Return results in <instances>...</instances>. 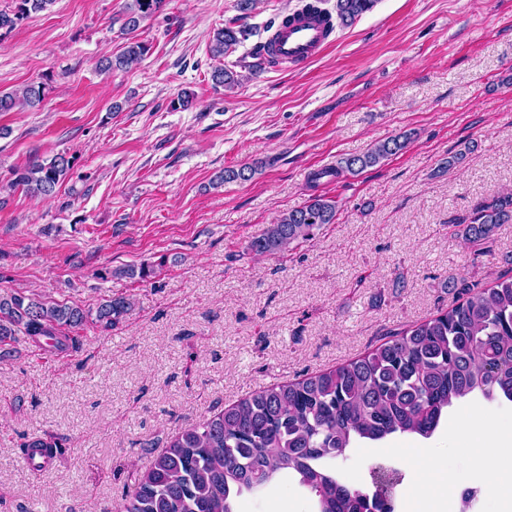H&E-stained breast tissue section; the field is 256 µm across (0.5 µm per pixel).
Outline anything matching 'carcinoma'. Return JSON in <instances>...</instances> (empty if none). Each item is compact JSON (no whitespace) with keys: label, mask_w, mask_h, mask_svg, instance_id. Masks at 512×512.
I'll list each match as a JSON object with an SVG mask.
<instances>
[{"label":"carcinoma","mask_w":512,"mask_h":512,"mask_svg":"<svg viewBox=\"0 0 512 512\" xmlns=\"http://www.w3.org/2000/svg\"><path fill=\"white\" fill-rule=\"evenodd\" d=\"M13 13L0 12V28H12L33 13L47 10L54 0H15ZM166 0H131L122 20L129 33L141 21L162 11ZM308 0L303 9L336 18L348 27L373 10L378 0ZM257 0H237L239 17L214 32L210 52L224 57L252 35L246 19ZM151 49L131 41L117 55L99 61V69H127ZM265 43L252 48L248 68L260 74L273 61L263 57ZM214 84L227 90L239 83L233 66L215 69ZM42 87L21 92L0 91V112L34 106ZM408 135L391 137L362 155L342 158L332 168L312 173L317 182L347 173L356 176L402 151ZM72 161L60 154L35 160L14 170V183L27 191L52 196L64 182ZM253 165L226 169L220 181L251 179ZM336 201L314 196L283 214L266 231L252 238L247 250L255 257L285 252L313 239L327 224L336 223ZM457 232L467 244L480 245L499 224L512 223V194H497L478 204ZM113 274L155 277L148 265L127 266ZM466 298L430 319L392 336L367 354L307 378L273 384L251 393L224 411L202 419L168 442L149 469L139 474L134 494L121 512H236L239 498L270 487L282 473L295 476L315 498L316 512H394L393 490L401 484L396 469L373 473L372 490L350 487L329 466L360 440L380 441L395 433L431 437L445 411L455 402L476 395L493 402H512V278L492 286L464 287ZM130 298L118 295L96 311L16 291L0 295V359L10 356L7 342L22 333L34 341H49L56 351L76 350L80 338L70 332L92 320L101 328L115 327L132 309Z\"/></svg>","instance_id":"obj_1"}]
</instances>
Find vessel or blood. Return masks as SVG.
<instances>
[{
    "label": "vessel or blood",
    "instance_id": "b4317fda",
    "mask_svg": "<svg viewBox=\"0 0 512 512\" xmlns=\"http://www.w3.org/2000/svg\"><path fill=\"white\" fill-rule=\"evenodd\" d=\"M332 42V34L320 18L300 12L293 14L288 26L278 27L271 51L277 62L303 67Z\"/></svg>",
    "mask_w": 512,
    "mask_h": 512
}]
</instances>
